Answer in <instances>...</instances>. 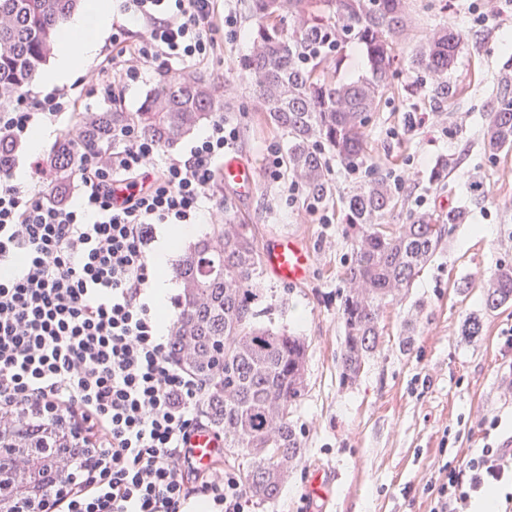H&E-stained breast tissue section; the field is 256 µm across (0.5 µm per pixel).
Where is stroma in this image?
<instances>
[{"label": "stroma", "instance_id": "obj_1", "mask_svg": "<svg viewBox=\"0 0 512 512\" xmlns=\"http://www.w3.org/2000/svg\"><path fill=\"white\" fill-rule=\"evenodd\" d=\"M247 2L216 0L213 23L219 49L213 58L191 66L225 82L230 123L239 131L232 151L259 172L252 198H240L220 182L214 192L237 223L251 225L256 243L293 234L315 252L316 263L310 280L300 286L262 278L273 294L270 318L308 345L306 389L293 414L304 458L289 472L277 498L247 502L245 510L430 512L424 488L437 478L444 448L469 456L488 441L512 437V351L503 346V335L512 328V303L485 310L480 284L499 266L512 265V152L490 158L482 149V106L496 90L498 70L512 58V0H488L489 20L482 25L468 12L471 0H409V28L395 45L398 90L372 118L365 166L352 172L329 159L331 194L322 203L302 189L289 193L291 174L274 166L285 159L288 142L257 112L243 68L255 26ZM229 12L237 18L232 29L224 25ZM442 26L465 36L448 74L457 93L445 102L433 99L427 74L410 64L420 38ZM121 69L111 38H104L80 76L85 80L105 71L112 87L93 92L84 83L76 88L75 112L97 111L111 91L125 111H137L160 74L179 73L157 60L142 65L140 79L127 85L119 78ZM448 156L456 159V167L442 182L430 181L436 162ZM373 169L388 177L407 173L394 189V224L445 214L476 195L481 202L468 223L445 236L413 286L383 309L378 351L356 381L344 385L337 361L352 242L343 233V197ZM473 313L481 317L482 332L470 341L462 336L461 325ZM410 329L415 335L406 350L402 340ZM491 418L500 425L488 433L483 423ZM317 468L329 491L325 501L310 493Z\"/></svg>", "mask_w": 512, "mask_h": 512}]
</instances>
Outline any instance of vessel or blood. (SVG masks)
I'll list each match as a JSON object with an SVG mask.
<instances>
[{"mask_svg": "<svg viewBox=\"0 0 512 512\" xmlns=\"http://www.w3.org/2000/svg\"><path fill=\"white\" fill-rule=\"evenodd\" d=\"M221 175L225 185L233 187L243 196L252 194L257 181L255 168L234 155L225 156ZM260 259L264 269L278 282L292 286L305 283L315 263L313 253L291 236L263 244Z\"/></svg>", "mask_w": 512, "mask_h": 512, "instance_id": "b4317fda", "label": "vessel or blood"}]
</instances>
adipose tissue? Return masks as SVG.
<instances>
[{
	"mask_svg": "<svg viewBox=\"0 0 512 512\" xmlns=\"http://www.w3.org/2000/svg\"><path fill=\"white\" fill-rule=\"evenodd\" d=\"M111 22L112 0H84L80 15L61 30L58 60L46 82L58 84L77 76L85 60L97 52L99 37Z\"/></svg>",
	"mask_w": 512,
	"mask_h": 512,
	"instance_id": "ef3b65f1",
	"label": "adipose tissue"
}]
</instances>
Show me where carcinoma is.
<instances>
[{"label": "carcinoma", "mask_w": 512, "mask_h": 512, "mask_svg": "<svg viewBox=\"0 0 512 512\" xmlns=\"http://www.w3.org/2000/svg\"><path fill=\"white\" fill-rule=\"evenodd\" d=\"M80 0H0V108L13 103L35 80L58 46L59 31ZM253 51L245 62L260 111L288 136V170L313 200L329 188L323 147L354 170L369 150L368 126L383 95L398 75L395 44L407 30L406 0H250ZM463 38L442 29L421 38L412 66L435 77L430 91L450 100L448 81ZM366 61L367 74L340 78L348 45ZM482 148L495 157L512 150V63L496 77ZM227 103L201 77L160 76L141 108L124 112L110 106L81 112L76 134L65 133L48 154L43 172L55 187L69 182L81 165L79 142L112 145V132L132 126L169 148L204 122L227 115ZM345 235L353 255L345 271L349 285L342 302L345 325L340 381L351 383L382 336V309L396 292L411 286L439 250L446 227L463 224L469 211L452 207L436 219L416 217L396 230L387 227L396 199L387 178L377 172L344 197ZM182 285L173 359L208 382L203 411L211 428L224 434V456L249 461L243 472L245 495L275 499L288 469L302 459L301 433L292 414L305 390L307 345L303 337L259 321L266 302L260 259L250 225L224 221L189 245L173 268ZM512 302V266H501L484 285V306ZM278 413L277 426L269 425ZM56 451L55 439L30 448L35 470Z\"/></svg>", "instance_id": "obj_1"}]
</instances>
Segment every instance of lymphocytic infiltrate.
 Returning a JSON list of instances; mask_svg holds the SVG:
<instances>
[{"label": "lymphocytic infiltrate", "instance_id": "obj_1", "mask_svg": "<svg viewBox=\"0 0 512 512\" xmlns=\"http://www.w3.org/2000/svg\"><path fill=\"white\" fill-rule=\"evenodd\" d=\"M119 2L147 26L124 80L159 58L213 55V0ZM72 106L63 90L21 93L0 112V136L24 144ZM238 136L219 117L165 157L155 140L124 128L111 149H84L75 205L18 179L17 153H0V434L70 424L68 447L37 482L39 512H244L240 474L195 461L207 384L171 356L149 261L159 225L194 223L213 201L218 163ZM439 472L427 487L431 512H470L499 487L512 505V448L489 445Z\"/></svg>", "mask_w": 512, "mask_h": 512}]
</instances>
